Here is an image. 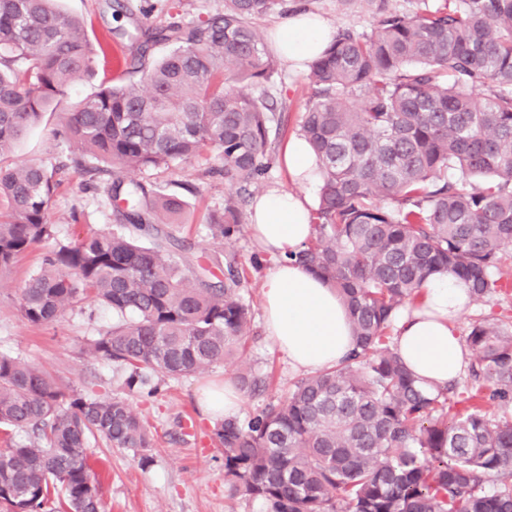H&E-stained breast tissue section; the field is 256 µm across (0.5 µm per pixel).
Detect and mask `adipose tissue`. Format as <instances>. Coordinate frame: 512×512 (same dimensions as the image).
Returning a JSON list of instances; mask_svg holds the SVG:
<instances>
[{"instance_id":"adipose-tissue-1","label":"adipose tissue","mask_w":512,"mask_h":512,"mask_svg":"<svg viewBox=\"0 0 512 512\" xmlns=\"http://www.w3.org/2000/svg\"><path fill=\"white\" fill-rule=\"evenodd\" d=\"M332 39L320 17L297 13L277 26L274 42L294 68L307 69ZM296 191L271 187L255 198L249 231L261 249L275 258L263 288V318L274 344L298 370L313 373L336 364L354 347L347 311L322 279L290 261L312 233V192L322 182L318 160L299 135L284 151ZM471 292L459 278H429L415 305L396 318L394 342L406 367L426 387L446 386L462 372L467 351L456 323L471 306Z\"/></svg>"}]
</instances>
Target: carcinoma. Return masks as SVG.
<instances>
[{
  "label": "carcinoma",
  "instance_id": "obj_1",
  "mask_svg": "<svg viewBox=\"0 0 512 512\" xmlns=\"http://www.w3.org/2000/svg\"><path fill=\"white\" fill-rule=\"evenodd\" d=\"M370 30H339L309 67L298 134L322 172L313 231L288 259L335 288L355 346L338 364L298 379L243 422L214 424L230 499L266 512H512V320L471 324L468 378L425 390L394 344V314L427 277L465 280L472 298L506 287L512 259V0H448L415 11L368 0ZM288 0H224L197 22L180 14L140 26V47L165 45L140 77L102 85L65 116L81 150L71 166L104 164L118 223L78 242L57 240L49 206L58 170L8 159L73 81L95 73L101 43L56 0H0V270L54 242L18 294L23 320L53 321L85 299L112 308L90 351L126 370L130 393L157 390L222 365L248 335L240 262L224 280L195 244L164 227L185 203L127 179L209 157L224 177V210L205 234L240 232L239 206L260 186L271 139L287 131L255 89L279 70L252 26L288 16ZM451 84L440 81L442 74ZM478 88L486 90L481 99ZM139 232L135 240L127 225ZM250 393L267 378L238 373ZM0 512H102L91 440L145 465L154 438L128 399L60 385L41 367L0 354Z\"/></svg>",
  "mask_w": 512,
  "mask_h": 512
}]
</instances>
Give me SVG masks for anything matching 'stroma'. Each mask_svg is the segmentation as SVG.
<instances>
[{
  "instance_id": "35a3bbf8",
  "label": "stroma",
  "mask_w": 512,
  "mask_h": 512,
  "mask_svg": "<svg viewBox=\"0 0 512 512\" xmlns=\"http://www.w3.org/2000/svg\"><path fill=\"white\" fill-rule=\"evenodd\" d=\"M177 2L185 21L204 20L216 14L222 0H60L61 8L84 18L98 38L106 39L107 57L96 62L94 77H80L60 102L45 112L37 127L17 141L14 159L57 168L59 185L49 213L57 226V238L72 243L87 235L110 230L114 222L106 181L65 166L71 145L54 136L61 117L81 100L98 90L104 79L113 77V60L131 59L134 49L124 39L110 36L112 28L140 23L166 25L167 6ZM293 8L321 16L333 28L369 30L373 16L366 0H290ZM306 73L281 64L267 87V95L289 123H296L309 98ZM210 161L194 159L169 170L132 171L137 180L153 184L159 191L184 201L185 210L176 235L192 240L203 258L223 256L234 250L244 268L243 295L252 311L250 334L232 363L179 379L168 378L153 398L132 396L154 436L153 460L140 465L122 448L92 443L94 470L102 483L105 512H265L261 502L229 499L224 481V458L211 437L215 424L197 397L201 390L223 383L237 373L270 374L269 385L256 393H243L238 418L278 404L301 373L273 347L263 325L262 293L273 256L261 252L249 229H242L230 246L207 242L201 231L212 212L221 210L228 189L221 176L210 174ZM46 250L37 245L20 256L13 267L0 272V353L20 356L47 370L63 386L101 398L126 394L124 372L112 362L95 357L87 348L90 339L110 330V309L91 301L78 303L57 320L33 326L22 320L18 293L36 269ZM260 266H252V256Z\"/></svg>"
}]
</instances>
